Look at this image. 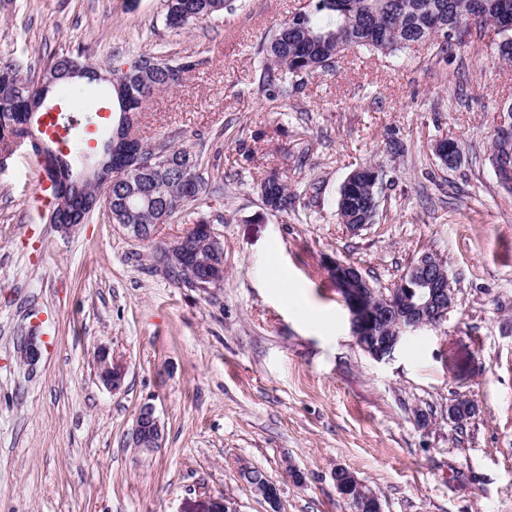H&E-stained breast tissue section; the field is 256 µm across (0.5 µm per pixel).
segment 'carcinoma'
Returning <instances> with one entry per match:
<instances>
[{
	"instance_id": "carcinoma-1",
	"label": "carcinoma",
	"mask_w": 512,
	"mask_h": 512,
	"mask_svg": "<svg viewBox=\"0 0 512 512\" xmlns=\"http://www.w3.org/2000/svg\"><path fill=\"white\" fill-rule=\"evenodd\" d=\"M233 10V0H164L165 24L172 29L184 28L194 22ZM492 25L500 33L512 36V0H310V3L279 24L259 44L262 65L257 74V91L269 102L288 106V99L308 79L333 72L338 59L351 48L369 53L394 55L410 48L414 42L436 41L438 52L459 44L469 28ZM455 33L450 35L446 26ZM72 55L50 57L40 75L51 77L55 84L68 82L66 69ZM140 68L125 75V82L114 89L120 109L116 134L125 136L132 129L129 114L139 113L159 90L179 85L180 76L201 65L190 57L160 58L150 54L136 56ZM33 79L25 75L21 63L15 59L0 60V97L16 99L14 108L0 112V132L26 137L31 142H42L40 133L23 127L22 112L27 103L21 97V88ZM141 157L150 158L163 151L171 152L182 163L192 164L197 171V185L188 188L175 167L146 168L137 179L151 192V198L127 200L131 189L126 174L116 176L109 206L105 208L113 224L157 223L156 209L164 199L177 197L180 210L198 208L209 195L211 183L204 176L205 163L199 154L166 143L149 146L135 139ZM487 160L490 166H512V122L508 127L497 126ZM383 173L380 167L367 164L356 169L354 178L340 188L337 215L342 224H372L378 207L369 196L368 184L373 173ZM263 204L276 207V213L286 214L295 208L299 197L290 192L288 183L277 171H271L260 182ZM100 206L80 211H61L53 208L52 224L86 223ZM187 253L179 246L168 257L166 276L179 282ZM241 477L255 490L273 487V483L259 469L241 473Z\"/></svg>"
}]
</instances>
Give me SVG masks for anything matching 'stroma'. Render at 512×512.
<instances>
[{"mask_svg": "<svg viewBox=\"0 0 512 512\" xmlns=\"http://www.w3.org/2000/svg\"><path fill=\"white\" fill-rule=\"evenodd\" d=\"M306 2L237 0L174 30L162 0H0L2 59H203L153 95L141 134L223 176L197 214H176L147 243L101 210L58 232L32 204L46 182L34 154L0 165V512H215L228 498L269 512L246 466L277 486L280 512H351L339 466L385 512H512V193L486 162L512 62L490 30L447 56L430 43L395 56L354 48L283 110L257 91V45ZM50 96L90 113L111 98L84 79ZM445 139L462 147L452 168L435 154ZM367 162L385 187L375 223L354 234L337 199ZM273 169L298 195L294 211L263 205ZM200 214L224 242V285L211 294L152 268L155 244ZM425 254L445 260L454 304L375 361L350 333L327 261L357 264L384 291ZM37 322L30 366L18 347ZM104 347L128 366L117 392L96 376ZM458 398L475 405L459 428L448 420ZM147 401L165 426L151 451L128 443ZM420 409L432 414L424 428Z\"/></svg>", "mask_w": 512, "mask_h": 512, "instance_id": "35a3bbf8", "label": "stroma"}]
</instances>
